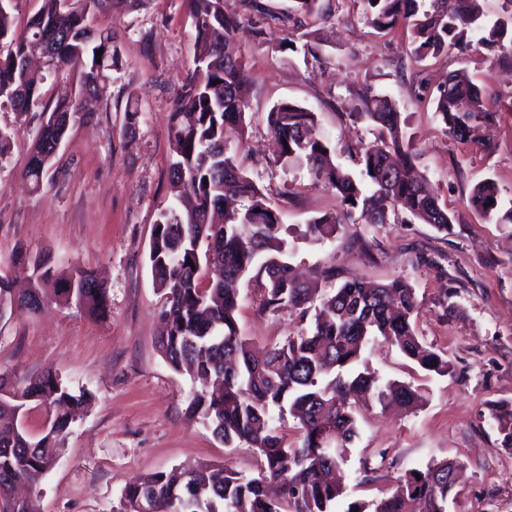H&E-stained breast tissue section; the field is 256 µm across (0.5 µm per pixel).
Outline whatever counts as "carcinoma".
<instances>
[{"mask_svg": "<svg viewBox=\"0 0 512 512\" xmlns=\"http://www.w3.org/2000/svg\"><path fill=\"white\" fill-rule=\"evenodd\" d=\"M476 2L364 0L373 27L406 24L418 58L464 52L469 31H488L482 40L489 44L502 41L508 23L482 22ZM145 5L146 0H42L19 31L11 4L0 0V47L7 48L0 54V106L32 111L41 105L47 77L60 72L79 75L80 95L108 96L114 75L123 69L121 51L112 31L89 26L86 15L92 7L136 11ZM187 5L196 32L195 54L170 113L168 183L173 198L190 200V207L163 211L150 237L153 284L164 298L157 347L175 371L200 381L220 380L196 392L190 412L207 421L224 446L244 444L265 465L251 478L210 463L139 476L126 486L119 512H139L142 502L152 503L154 512H333L345 494L336 449L357 438V412L374 401L415 407L423 399L418 386L382 381L365 360L368 346L384 343L440 376L454 374V365L419 336L420 303L402 277L382 283L346 280L320 306L311 307L313 288L291 275L278 237V216L227 151V143L242 140L247 128L248 71L242 58L226 51L239 22L224 13L223 0H187ZM357 100L348 116L378 129L375 141L356 155L362 180L334 162L317 114L290 102L275 104L267 114L268 130L279 146L277 161L306 162L346 215L357 212L365 224H384L401 209L448 233L454 214L414 171L395 104L368 86ZM434 102L448 133L462 143L480 139L494 118L480 89L462 71L437 88ZM81 111L79 95H64L38 129L24 172L33 190L42 188L54 145ZM234 197H246L250 205L231 214L223 211V203ZM469 206L486 219L512 224V201L504 205L490 179L474 187ZM339 224L336 217L324 215L307 225V233L315 240L329 239ZM33 268L32 286L18 296L0 276V317L9 304L39 311L48 288L62 306L94 318L107 316L106 288L93 271L62 270L46 254L33 259ZM248 275L263 291V311L286 307L300 325L294 335L263 352L240 334L236 320L238 283ZM32 402L54 408L48 429L37 437L21 426ZM90 402V394L73 393L51 371L19 381L0 370L1 504L14 501L17 485L38 484L52 459L62 454L74 412ZM486 409L485 421L500 446L512 450V401H492ZM287 415L297 422L296 441H288L277 426ZM325 424L333 430L329 439L320 433ZM458 469L457 463L444 460L407 470L396 478L395 490L374 501L351 502L346 512H447Z\"/></svg>", "mask_w": 512, "mask_h": 512, "instance_id": "carcinoma-1", "label": "carcinoma"}]
</instances>
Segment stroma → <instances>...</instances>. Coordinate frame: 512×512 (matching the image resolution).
<instances>
[{"label": "stroma", "instance_id": "obj_1", "mask_svg": "<svg viewBox=\"0 0 512 512\" xmlns=\"http://www.w3.org/2000/svg\"><path fill=\"white\" fill-rule=\"evenodd\" d=\"M261 3L256 9L247 0H224L225 13L240 21L236 47L250 75L249 126L230 151L278 215L289 264L309 283L330 266L344 279L404 277L422 304L421 336L445 351L457 370L453 376L424 371L383 345L367 352L383 380L421 386L426 400L411 413L377 405L361 411L359 434L342 453L347 489L337 512L350 501L378 497L406 470L443 459L463 465L448 512H512V450L500 448L482 419L487 401L512 399V224L485 220L467 202L487 178L503 200L512 199V43L489 46L475 32L465 53L418 59L404 25L378 32L362 0H318L323 18L294 31L292 46L285 47L261 41L254 31L269 26L272 16H288L291 0ZM87 21L113 30L125 66L110 97L77 114L40 191H32L23 175L29 147L46 119L45 106L76 93L78 79L68 73L49 78L43 109L21 115L0 107V129L12 134L11 154L0 162V274L24 287L29 264L13 260V253L45 252L61 265L94 271L109 306L103 319L54 303L35 315L17 309L0 317V369L20 379L50 370L93 396L66 435L60 462L32 495L36 512H117L131 479L178 466L215 462L246 477L260 468L255 451L224 447L202 418L189 415L199 385L174 371L156 347L161 296L148 244L172 203L169 113L193 64L194 26L183 0H148L134 13L93 8ZM307 42L318 47V57L305 55ZM458 69L482 89L485 107L495 114L479 143L451 138L430 91L416 85L424 75L437 86ZM367 86L395 103L416 170L455 215L452 234L418 222L371 225L342 218L335 238H305L311 220L341 209L307 164L276 163L267 114L283 101L316 112L334 161L356 174V151L373 141L375 131L347 113ZM131 95L140 108L132 126L125 116ZM361 236L378 243L376 262L355 246ZM420 252L430 265H416ZM450 285L458 289V310L446 316L439 301ZM238 288V327L256 347L297 332L289 311H262L254 281L242 279ZM383 449L384 466L377 458ZM369 466L376 480L366 484Z\"/></svg>", "mask_w": 512, "mask_h": 512}]
</instances>
